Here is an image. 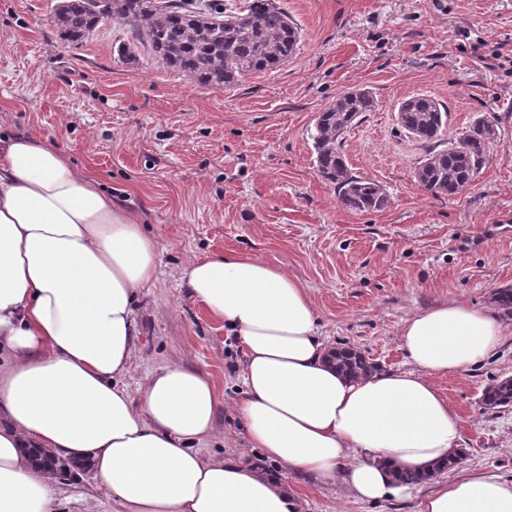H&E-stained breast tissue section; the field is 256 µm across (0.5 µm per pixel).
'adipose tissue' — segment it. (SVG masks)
Here are the masks:
<instances>
[{
    "label": "adipose tissue",
    "mask_w": 512,
    "mask_h": 512,
    "mask_svg": "<svg viewBox=\"0 0 512 512\" xmlns=\"http://www.w3.org/2000/svg\"><path fill=\"white\" fill-rule=\"evenodd\" d=\"M156 243L90 175L35 135H0V512H52L53 475L33 448L87 460L124 512H304L291 471L351 497L414 494L396 473L441 476L459 415L433 384L499 344L495 312L444 303L405 320L410 367L350 380L326 360L307 288L236 253L191 261L194 297L246 353L236 404L259 458H206L219 405L211 380L151 373L140 399L120 384L134 355L136 298ZM278 472L263 469V462ZM420 512H512V481L471 473Z\"/></svg>",
    "instance_id": "obj_1"
}]
</instances>
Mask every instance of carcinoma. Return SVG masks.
Segmentation results:
<instances>
[{"instance_id":"carcinoma-1","label":"carcinoma","mask_w":512,"mask_h":512,"mask_svg":"<svg viewBox=\"0 0 512 512\" xmlns=\"http://www.w3.org/2000/svg\"><path fill=\"white\" fill-rule=\"evenodd\" d=\"M120 20L130 30L134 44L121 50L128 61L137 60V46L157 63L184 73L198 84L224 87L241 78L273 70L292 58L300 43V29L274 0H249L246 9L229 7L224 0H60L54 22L61 39L80 45L99 24ZM375 99L364 89L340 93L316 118L313 146L316 170L336 184L340 203L354 212L380 211L389 202L382 186L352 175L337 146L338 139ZM400 128L433 145L415 177L431 194L455 196L469 188L488 161L490 146L498 134L475 121L460 136L465 146L454 149L445 138L448 110L434 98L416 94L400 102ZM491 300L512 315V287L496 288ZM336 369L358 380L378 369L359 350L348 345L328 351ZM481 405L486 410L512 407V378L485 387Z\"/></svg>"}]
</instances>
